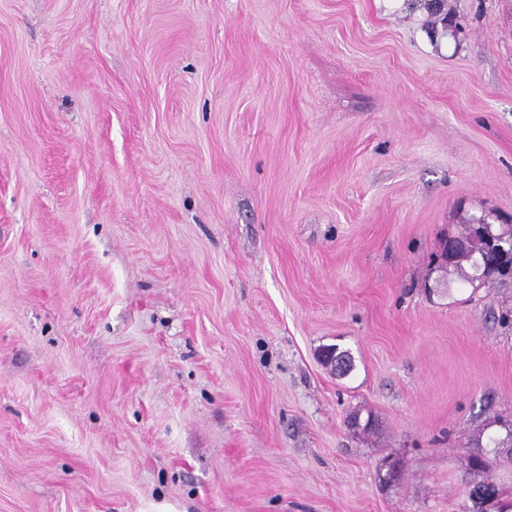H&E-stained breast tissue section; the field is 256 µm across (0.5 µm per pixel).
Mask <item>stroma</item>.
<instances>
[{"instance_id":"obj_1","label":"stroma","mask_w":512,"mask_h":512,"mask_svg":"<svg viewBox=\"0 0 512 512\" xmlns=\"http://www.w3.org/2000/svg\"><path fill=\"white\" fill-rule=\"evenodd\" d=\"M448 6L0 0V512H464L512 286L436 255L512 225V0ZM408 5H415L419 2H424V8L427 11L429 24L431 28L437 26L438 23L444 25V28L448 30V28L452 27V21L450 16V11H448V1L447 0H407ZM416 2V3H415Z\"/></svg>"}]
</instances>
